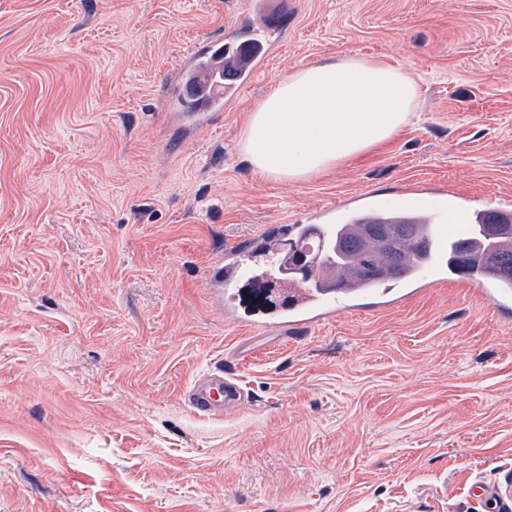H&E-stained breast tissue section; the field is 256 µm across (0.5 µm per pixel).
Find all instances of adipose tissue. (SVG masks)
<instances>
[{"mask_svg": "<svg viewBox=\"0 0 512 512\" xmlns=\"http://www.w3.org/2000/svg\"><path fill=\"white\" fill-rule=\"evenodd\" d=\"M417 79L340 54L294 70L251 111L240 149L255 174L304 183L391 142L412 121Z\"/></svg>", "mask_w": 512, "mask_h": 512, "instance_id": "ef3b65f1", "label": "adipose tissue"}]
</instances>
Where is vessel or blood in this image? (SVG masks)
<instances>
[{"instance_id": "1", "label": "vessel or blood", "mask_w": 512, "mask_h": 512, "mask_svg": "<svg viewBox=\"0 0 512 512\" xmlns=\"http://www.w3.org/2000/svg\"><path fill=\"white\" fill-rule=\"evenodd\" d=\"M286 0H246L251 19L248 26L225 28L224 35L214 40H204L180 60L164 89L170 101L184 102L187 110L179 119L186 129L214 126L221 122L224 107L240 97L244 89L260 74L269 57L282 44L287 31L282 10ZM407 211L413 213L416 223L422 224L424 234L435 246L430 261L403 279H384L373 288L344 287L338 290L322 287L320 274H312L309 281H302L300 274L291 273L287 286L292 299L280 307L270 331H289L320 325L336 315L353 309L358 301L374 296L381 307L388 308L415 294L426 291L448 278V236L457 228L450 215L431 202L411 201L403 204L359 201L346 204L342 215L327 210L314 217L320 234L329 233L339 218L349 221H366L376 215ZM307 232L306 225L285 224L279 229L278 239L269 244L271 252L278 253L288 243L299 240ZM241 251L230 248L224 252L217 293L232 299L239 279L245 273ZM469 295L489 302L496 310L512 308V286L502 283L496 272L482 265H475L465 278ZM244 389L239 379L217 369L199 376L188 391L191 410L204 417H220L241 407ZM476 497L489 512H512V476L479 482L473 488Z\"/></svg>"}]
</instances>
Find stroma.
I'll use <instances>...</instances> for the list:
<instances>
[{
    "mask_svg": "<svg viewBox=\"0 0 512 512\" xmlns=\"http://www.w3.org/2000/svg\"><path fill=\"white\" fill-rule=\"evenodd\" d=\"M244 0H0V512H485L512 474V311L457 277L266 334L224 320L229 247L363 193L512 199V0H301L220 125L160 86ZM342 53L419 81L413 123L311 181L253 173L246 115ZM234 373L220 418L184 394ZM244 389L234 375L224 374L223 369L209 371L199 376L188 391L191 410L204 417H222L241 407ZM476 497L487 506L488 511H512V476L490 482H477L473 488Z\"/></svg>",
    "mask_w": 512,
    "mask_h": 512,
    "instance_id": "stroma-1",
    "label": "stroma"
}]
</instances>
